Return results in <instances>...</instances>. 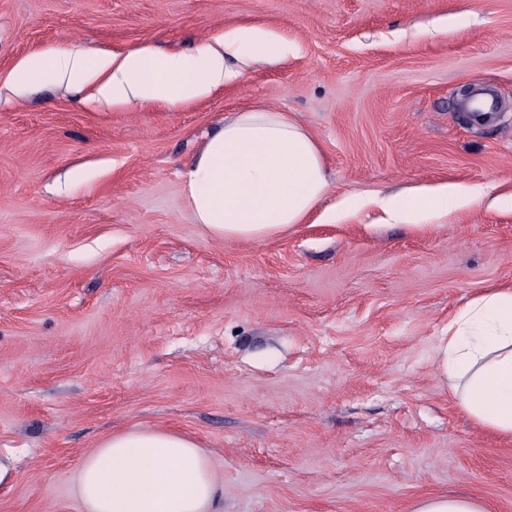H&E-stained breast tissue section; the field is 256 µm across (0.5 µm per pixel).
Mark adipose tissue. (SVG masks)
Instances as JSON below:
<instances>
[{
    "mask_svg": "<svg viewBox=\"0 0 512 512\" xmlns=\"http://www.w3.org/2000/svg\"><path fill=\"white\" fill-rule=\"evenodd\" d=\"M287 41L258 26L225 33L191 53L143 46L124 54L48 50L12 72L15 87L60 81L121 109L135 100L200 101L244 76L250 62L286 56ZM317 139L288 113L244 109L209 135L185 175L195 223L217 239L265 241L306 223L328 193ZM440 182L380 199L389 224L420 226L485 196ZM438 375L461 409L485 429L512 436V287L486 291L458 309L433 350ZM84 512H216L224 482L207 451L168 429L116 431L75 474Z\"/></svg>",
    "mask_w": 512,
    "mask_h": 512,
    "instance_id": "1",
    "label": "adipose tissue"
}]
</instances>
